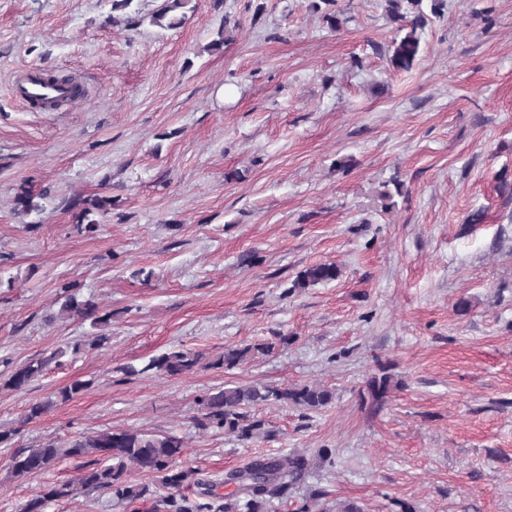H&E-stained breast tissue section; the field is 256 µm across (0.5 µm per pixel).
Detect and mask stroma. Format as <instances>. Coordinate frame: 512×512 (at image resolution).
<instances>
[{
    "mask_svg": "<svg viewBox=\"0 0 512 512\" xmlns=\"http://www.w3.org/2000/svg\"><path fill=\"white\" fill-rule=\"evenodd\" d=\"M313 2L190 0L183 24L161 29L148 18L163 0L124 14L112 0H0V430L13 433L0 512L86 465L18 478L15 453L111 428L178 435L176 467L222 495L254 458L305 455L268 512L317 491L332 510L512 512V0H447L408 71L390 64L400 32L385 0H336V30ZM30 67L84 96L28 110L12 84ZM23 187L40 212H15ZM93 196L112 205L90 236L68 204ZM324 262L336 281L295 287ZM67 282L106 328L61 315ZM262 343L271 351L232 369L144 370L174 348ZM57 349L26 389L6 387ZM75 380L83 395L24 421ZM254 383L335 399L257 407L264 427L247 442L199 427L198 395ZM148 484L131 511L96 492L45 512H164Z\"/></svg>",
    "mask_w": 512,
    "mask_h": 512,
    "instance_id": "stroma-1",
    "label": "stroma"
}]
</instances>
